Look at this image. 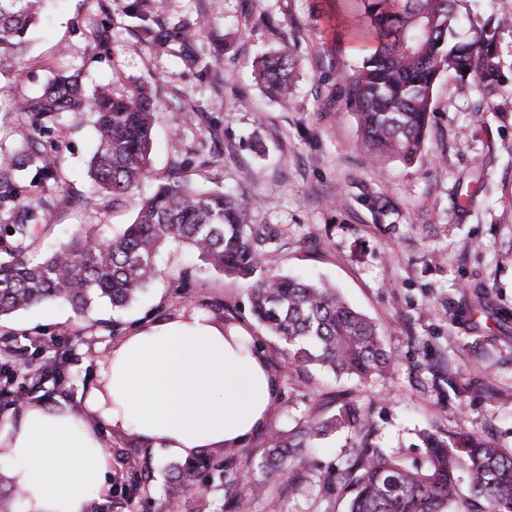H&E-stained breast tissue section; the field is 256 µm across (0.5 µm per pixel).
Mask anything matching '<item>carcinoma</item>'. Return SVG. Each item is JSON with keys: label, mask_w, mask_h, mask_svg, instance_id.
Here are the masks:
<instances>
[{"label": "carcinoma", "mask_w": 512, "mask_h": 512, "mask_svg": "<svg viewBox=\"0 0 512 512\" xmlns=\"http://www.w3.org/2000/svg\"><path fill=\"white\" fill-rule=\"evenodd\" d=\"M45 0H0V73L21 65L27 35L37 24ZM463 0H340L342 15L353 21L336 43H353L361 65L339 75L344 104L358 124L362 144L377 162L413 163L422 154L433 111V89L445 72L472 76L487 89L501 83L495 29L460 32ZM195 32L162 31L152 35L164 46L187 43ZM296 61L287 49L275 50L255 64V79L273 98L292 95ZM19 110L32 131L60 112L75 118L93 115L97 149L89 160L90 198L104 193L121 197L152 172V129L156 105L140 89L115 96L105 88L85 97L74 75L59 74ZM0 169V210L10 213L0 233L10 249L0 256V318L43 303L70 306L83 316L107 303L126 307L159 274L158 256L178 243L195 253L210 270L251 280L250 311L270 336L288 349L289 363L316 366L360 379L386 369L389 358L376 324L347 304L329 283H310L280 274L256 276L264 233L251 224L253 201L241 193L196 186L180 174L160 184L142 201L134 221L110 238L85 228L64 246L44 255L31 250L33 213L22 201L24 184L56 180L55 161L43 156L29 134L18 141ZM0 410L17 403L14 386L53 393L65 382L68 351L54 358L56 367L38 362L41 347L16 336H0ZM362 430L361 415L350 404L322 419H307L273 433L261 462L262 479L251 494L281 478L296 449L317 436L341 429ZM427 465L411 469L378 453L352 462L346 488L354 491L348 512H447L460 498V479L470 492L468 512H512V453L484 437L461 431L449 436L420 434ZM167 499L175 503L193 493L201 473L175 466ZM139 461H126L118 497L137 498L144 483Z\"/></svg>", "instance_id": "obj_1"}]
</instances>
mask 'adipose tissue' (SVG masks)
Here are the masks:
<instances>
[{
    "label": "adipose tissue",
    "mask_w": 512,
    "mask_h": 512,
    "mask_svg": "<svg viewBox=\"0 0 512 512\" xmlns=\"http://www.w3.org/2000/svg\"><path fill=\"white\" fill-rule=\"evenodd\" d=\"M247 338L203 314L142 326L103 363L88 415L38 403L0 422V468L28 512H92L112 468L103 425L173 459L244 446L266 428L279 391L259 354L242 351Z\"/></svg>",
    "instance_id": "adipose-tissue-1"
}]
</instances>
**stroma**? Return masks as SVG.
<instances>
[{
	"label": "stroma",
	"instance_id": "obj_1",
	"mask_svg": "<svg viewBox=\"0 0 512 512\" xmlns=\"http://www.w3.org/2000/svg\"><path fill=\"white\" fill-rule=\"evenodd\" d=\"M465 27L496 25L502 82L487 91L477 79L443 74L423 155L405 164H376L354 117L330 89L353 66L337 51L336 0H48L40 26L22 52L19 71L0 74V151L10 152L26 118L17 100L38 95L54 72L78 74L85 95L100 86L116 94L147 88L157 108L153 174L120 199L87 205V163L95 149L91 123L68 116L37 134L55 160L57 182L27 188L37 252L66 243L84 226L109 236L135 218L144 196L175 171L195 184L245 191L253 222L270 240L261 267L334 282L353 308L383 333L387 371L365 381L290 366L282 343L252 318L249 283L205 268L188 250L168 245L159 277L125 310L96 306L88 318L70 307L41 304L0 321V336L68 338L69 380L53 394H26L0 415L19 421L41 402L76 413L99 381V365L138 325L201 310L224 316L257 341L280 384L267 429L243 447L213 450L224 460L209 503L195 496L176 512L207 506L236 512H346L343 474L375 452L423 462L419 434L467 431L512 451V0H469ZM209 28L190 45L161 48L151 32ZM288 47L297 60L293 96L268 98L253 63ZM197 56L189 63L187 54ZM190 274V302L172 284ZM359 407L365 436L347 431L311 439L264 495L248 497L271 432L307 418L323 419L339 403ZM112 448L108 484L127 458L145 465L136 502L102 495L100 512H161L173 462L130 437L105 432Z\"/></svg>",
	"mask_w": 512,
	"mask_h": 512
}]
</instances>
